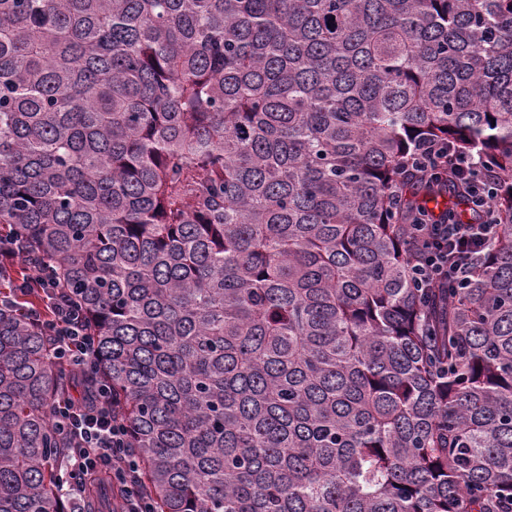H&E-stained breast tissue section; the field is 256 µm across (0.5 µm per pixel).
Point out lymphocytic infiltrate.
Returning a JSON list of instances; mask_svg holds the SVG:
<instances>
[{"label": "lymphocytic infiltrate", "mask_w": 512, "mask_h": 512, "mask_svg": "<svg viewBox=\"0 0 512 512\" xmlns=\"http://www.w3.org/2000/svg\"><path fill=\"white\" fill-rule=\"evenodd\" d=\"M423 177L439 181L454 175L465 184L473 203L485 217L480 224H460L444 214L420 212L413 236L424 253L419 274L423 288L456 286L467 280L483 257L495 228L488 206L493 176L481 171L473 154H456L432 144L421 145ZM26 263L20 248L0 243V279L14 280L6 304L24 311L29 321L48 336L55 358L79 371L99 367L96 339L80 306L72 302L68 288L55 279L33 280L22 276ZM36 293L37 307L24 306L22 299ZM53 419L69 443L63 464L62 489L71 512H84L78 499L88 475L104 472L123 491L117 512H154V499L139 475L135 449L130 446L127 426L112 415L110 388L100 385L89 395L69 396L57 401Z\"/></svg>", "instance_id": "lymphocytic-infiltrate-1"}]
</instances>
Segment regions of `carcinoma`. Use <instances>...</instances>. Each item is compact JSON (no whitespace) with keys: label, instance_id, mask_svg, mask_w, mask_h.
I'll return each mask as SVG.
<instances>
[{"label":"carcinoma","instance_id":"cac0c4a2","mask_svg":"<svg viewBox=\"0 0 512 512\" xmlns=\"http://www.w3.org/2000/svg\"><path fill=\"white\" fill-rule=\"evenodd\" d=\"M430 142L497 180L457 288L412 271ZM2 234L87 312L156 512H512V0H0ZM92 384L0 312V512H66Z\"/></svg>","mask_w":512,"mask_h":512}]
</instances>
